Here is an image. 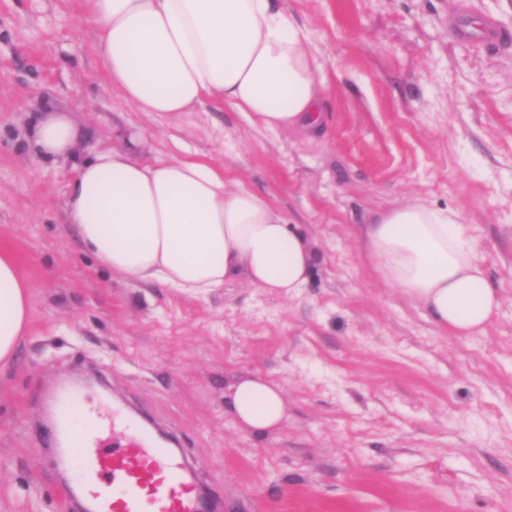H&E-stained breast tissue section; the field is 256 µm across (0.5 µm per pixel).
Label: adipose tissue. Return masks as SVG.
<instances>
[{
	"mask_svg": "<svg viewBox=\"0 0 512 512\" xmlns=\"http://www.w3.org/2000/svg\"><path fill=\"white\" fill-rule=\"evenodd\" d=\"M83 10L99 28L112 87L154 119L183 120L210 99L270 131L312 134L323 123L319 65L284 0H84ZM85 138L71 112L42 106L34 127L40 160L76 158ZM115 138L76 158L66 202L69 223L99 264L201 297L238 279L288 297L304 286L317 254L265 194L230 185L209 161H144V129ZM363 243L377 276L453 335L483 333L500 307L455 210L393 206L365 224ZM32 315L30 285L0 250V366L13 362ZM226 397L248 432L274 430L286 414L281 390L258 374L237 379Z\"/></svg>",
	"mask_w": 512,
	"mask_h": 512,
	"instance_id": "1",
	"label": "adipose tissue"
}]
</instances>
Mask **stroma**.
I'll return each instance as SVG.
<instances>
[{
  "label": "stroma",
  "instance_id": "stroma-1",
  "mask_svg": "<svg viewBox=\"0 0 512 512\" xmlns=\"http://www.w3.org/2000/svg\"><path fill=\"white\" fill-rule=\"evenodd\" d=\"M322 65L312 137L204 100L178 135L110 87L82 0H0V248L32 325L0 366V512H75L45 437L62 380L170 428L230 512H512V0H288ZM91 133L151 136L266 194L318 260L297 296L232 282L192 297L99 267L68 228L75 161H39L45 100ZM419 200L459 212L500 308L454 336L378 279L359 229ZM259 373L280 428L240 429L224 399Z\"/></svg>",
  "mask_w": 512,
  "mask_h": 512
}]
</instances>
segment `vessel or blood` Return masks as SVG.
<instances>
[{
  "instance_id": "b4317fda",
  "label": "vessel or blood",
  "mask_w": 512,
  "mask_h": 512,
  "mask_svg": "<svg viewBox=\"0 0 512 512\" xmlns=\"http://www.w3.org/2000/svg\"><path fill=\"white\" fill-rule=\"evenodd\" d=\"M53 405L60 434L74 449L70 463L92 489L86 512H210L194 472L136 415L122 413L126 438L110 445L102 397L62 386L54 390Z\"/></svg>"
}]
</instances>
